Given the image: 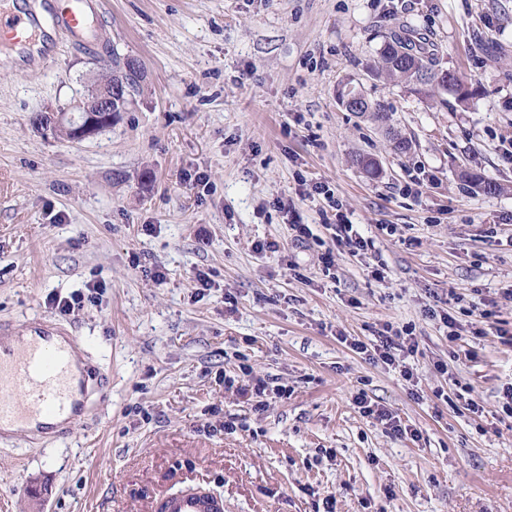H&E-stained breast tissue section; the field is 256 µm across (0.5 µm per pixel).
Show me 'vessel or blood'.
<instances>
[{
  "instance_id": "vessel-or-blood-1",
  "label": "vessel or blood",
  "mask_w": 512,
  "mask_h": 512,
  "mask_svg": "<svg viewBox=\"0 0 512 512\" xmlns=\"http://www.w3.org/2000/svg\"><path fill=\"white\" fill-rule=\"evenodd\" d=\"M100 0H46L55 31L82 38L88 15ZM46 36L36 15L9 11L0 4V48L32 47ZM77 340L55 318L21 324L0 323V425L17 424L41 439L58 435V426L81 409L84 400L105 395L97 372L74 366ZM165 512H220V504L192 489L165 500Z\"/></svg>"
}]
</instances>
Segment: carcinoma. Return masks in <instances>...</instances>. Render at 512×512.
Listing matches in <instances>:
<instances>
[{
    "label": "carcinoma",
    "instance_id": "cac0c4a2",
    "mask_svg": "<svg viewBox=\"0 0 512 512\" xmlns=\"http://www.w3.org/2000/svg\"><path fill=\"white\" fill-rule=\"evenodd\" d=\"M377 73L426 98L450 91L457 102L464 103L472 96V92L466 89L465 78L441 66L438 47L424 34L406 25L384 36ZM112 74L121 75L123 80L132 86L134 94L141 93L142 84L146 79L145 71L141 69L133 73L126 72L124 59L115 50L112 51ZM352 91L363 98L364 108L358 115L384 129L397 151L404 153L411 150L412 142L394 126L391 112L384 104L371 99L361 87L354 86ZM462 178L472 187L487 194H496L502 190L498 183L475 173L466 172L462 174Z\"/></svg>",
    "mask_w": 512,
    "mask_h": 512
}]
</instances>
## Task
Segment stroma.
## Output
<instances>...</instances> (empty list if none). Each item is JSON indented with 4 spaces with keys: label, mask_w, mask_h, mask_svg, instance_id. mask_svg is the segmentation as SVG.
Returning <instances> with one entry per match:
<instances>
[{
    "label": "stroma",
    "mask_w": 512,
    "mask_h": 512,
    "mask_svg": "<svg viewBox=\"0 0 512 512\" xmlns=\"http://www.w3.org/2000/svg\"><path fill=\"white\" fill-rule=\"evenodd\" d=\"M103 2L98 43L0 70V321L93 292L60 321L110 379L65 437H0V512H155L195 487L224 512H512V346L470 317L512 331V0ZM403 21L476 88L467 105L370 75ZM109 45L141 60L143 92L93 137H44L33 116L74 113ZM350 79L408 153L338 104ZM319 182L372 252L337 244ZM388 324L412 333V379L350 346ZM256 379L288 393L257 409ZM361 391L418 438L360 413ZM355 91L364 99V108L360 112H356V114L384 129L397 151L404 153L411 150L412 142L394 126L391 112H389L384 104L371 99L362 87L353 86L352 92Z\"/></svg>",
    "instance_id": "stroma-1"
}]
</instances>
